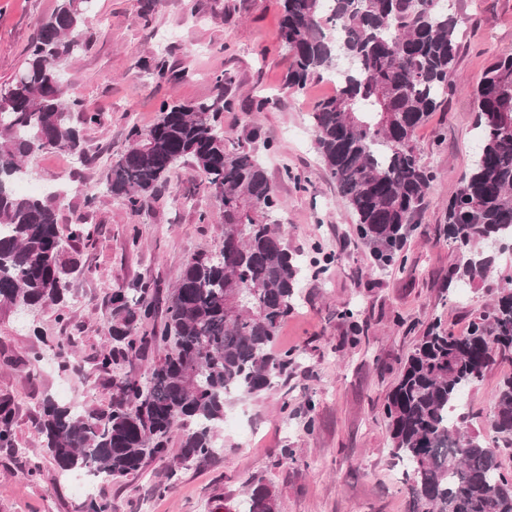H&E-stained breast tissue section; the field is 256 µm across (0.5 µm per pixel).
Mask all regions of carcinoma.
<instances>
[{
	"label": "carcinoma",
	"mask_w": 512,
	"mask_h": 512,
	"mask_svg": "<svg viewBox=\"0 0 512 512\" xmlns=\"http://www.w3.org/2000/svg\"><path fill=\"white\" fill-rule=\"evenodd\" d=\"M93 0H60L27 47L24 65L0 85V174L27 179L26 159L47 148L87 160L81 128L100 115L64 83L67 63L87 46L80 29ZM461 18L437 0H282L280 41L291 65L284 89L302 92L332 73L335 94L311 112L316 148L351 210L361 238L389 266L405 244L432 180L414 143L416 130L458 89L454 80ZM141 67L158 81L178 80L163 58ZM232 76L214 78L202 101L164 100L147 129L132 128L125 149L107 164L101 196L142 210L180 162L191 163L221 204L224 249L181 262L161 330L143 284L109 296L110 317L97 355L102 370L143 357L159 339L163 356L143 380L115 379L106 407L79 409L49 395L35 432L64 473L119 481L168 451L182 432L178 459L217 451L229 400L275 387L290 353L272 351L295 299L297 265L278 231L283 206L253 149L228 148L219 115L232 108ZM478 158L448 200L453 276L484 280L489 243L512 242V54L494 59L472 89ZM58 194L0 191V310L29 312L65 303L79 270L74 243L93 230L72 224L61 234ZM512 353V275L493 303L460 334L436 322L405 359L388 395L393 456L406 468L410 512H512V483L499 451L461 432L455 414L496 358ZM489 425L512 447V376L492 397ZM14 442L11 404L0 401V448ZM241 512H276L272 489L250 485Z\"/></svg>",
	"instance_id": "carcinoma-1"
}]
</instances>
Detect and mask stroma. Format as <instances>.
<instances>
[{
    "mask_svg": "<svg viewBox=\"0 0 512 512\" xmlns=\"http://www.w3.org/2000/svg\"><path fill=\"white\" fill-rule=\"evenodd\" d=\"M57 4L0 0V84L21 68ZM454 9L463 19L457 71L468 87L442 100L416 132L434 179L397 266L379 271L314 144L310 112L334 87L322 79L301 93L283 88L289 57L279 39L281 0H93L90 42L64 69L70 91L100 114L99 125L81 132L89 160L74 167L67 154L43 150L28 167L36 185L69 186L60 226L82 217L95 233L80 247L82 271L71 280L65 319L53 306L22 320L0 316V400L9 399L15 411L14 445L0 448V512H83L80 476L61 473L35 433L43 398L107 405L113 375L97 371L94 359L110 294L143 280L163 304L180 276L179 259L222 245L224 216L191 165L175 167L137 213L109 198L85 207L83 193L101 189L107 155L125 149L132 126H150L162 100L211 98L212 79L224 72L234 77L227 93L234 106L220 115L227 144L245 143L250 128L259 127L258 153L286 203L279 231L299 266L298 294L275 348L289 351L291 362L271 391L231 400L218 452L180 464L175 483L167 476L178 464L177 431L166 457L96 492L111 500L112 512H225L260 481L274 491L277 512H408L403 466L390 453L387 396L426 325L438 320L465 331L489 308L501 274L512 271L505 253L485 282L464 287L450 280L456 253L446 238L448 200L472 168L477 135L468 89L493 57L512 53V0H454ZM154 56L184 78L153 80L139 64ZM263 96L273 106L254 111ZM45 335L74 342L68 370L48 354L31 373L25 359L42 349ZM509 373L512 357L498 359L461 408L468 431L493 447L490 403ZM286 448L292 458L283 457ZM34 459L41 469L32 477Z\"/></svg>",
    "mask_w": 512,
    "mask_h": 512,
    "instance_id": "stroma-1",
    "label": "stroma"
}]
</instances>
